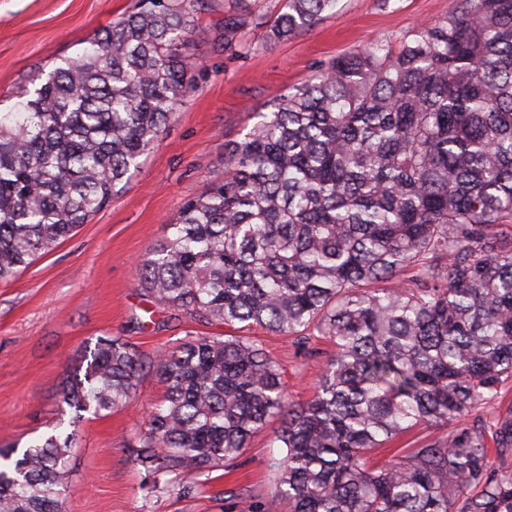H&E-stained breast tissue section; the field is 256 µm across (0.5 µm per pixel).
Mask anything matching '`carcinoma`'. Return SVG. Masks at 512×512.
<instances>
[{
    "mask_svg": "<svg viewBox=\"0 0 512 512\" xmlns=\"http://www.w3.org/2000/svg\"><path fill=\"white\" fill-rule=\"evenodd\" d=\"M338 0H285L265 39ZM224 12L222 50L247 22ZM202 0H137L0 112V281L74 235L156 145L190 84ZM224 148V179L187 201L136 267L155 303L333 351L289 399L248 336L153 355L97 339L64 385L75 413L165 387L134 461L152 483L235 464L279 420L277 491L239 512H512V411L472 412L512 380V0H458L395 48L377 41L280 96ZM443 436L389 457L418 427ZM75 433L0 448V512H61Z\"/></svg>",
    "mask_w": 512,
    "mask_h": 512,
    "instance_id": "cac0c4a2",
    "label": "carcinoma"
}]
</instances>
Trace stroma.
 Here are the masks:
<instances>
[{
    "instance_id": "obj_1",
    "label": "stroma",
    "mask_w": 512,
    "mask_h": 512,
    "mask_svg": "<svg viewBox=\"0 0 512 512\" xmlns=\"http://www.w3.org/2000/svg\"><path fill=\"white\" fill-rule=\"evenodd\" d=\"M458 0H338L313 28L278 42L248 24L237 54L220 48L226 0H203L199 35L184 55L192 86L138 171L72 237L15 279L0 282V445L21 447L50 432L61 416L63 383L84 374L99 337L119 336L145 354L223 326L175 314L145 296L135 263L169 233L182 205L224 177V146L252 113L307 81L338 56L375 40L399 45L422 24L455 10ZM135 0H0V112L12 111L20 86L76 56L85 40L130 11ZM279 363L293 401L311 397L331 352L323 341L297 347L255 328ZM164 388L145 377L122 411L83 414L75 423L63 512H228L231 493L275 494L272 464L281 455L269 433L256 436L239 466L202 476L192 497L150 490L131 449Z\"/></svg>"
}]
</instances>
